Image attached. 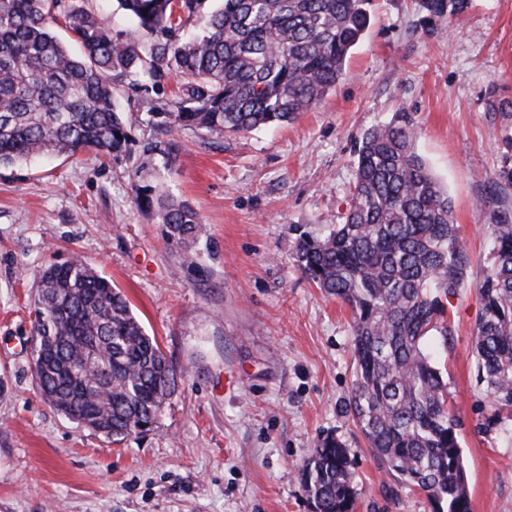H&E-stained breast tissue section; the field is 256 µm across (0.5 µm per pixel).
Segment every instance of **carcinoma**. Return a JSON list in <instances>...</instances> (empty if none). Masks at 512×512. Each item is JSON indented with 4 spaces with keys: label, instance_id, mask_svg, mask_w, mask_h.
<instances>
[{
    "label": "carcinoma",
    "instance_id": "obj_1",
    "mask_svg": "<svg viewBox=\"0 0 512 512\" xmlns=\"http://www.w3.org/2000/svg\"><path fill=\"white\" fill-rule=\"evenodd\" d=\"M60 2L0 0V167L48 152L121 151L127 134L112 79L164 65L184 80L181 106L169 113L175 126L222 138L293 121L336 86L371 24V0H223L201 35L144 48L80 8L63 12L64 38L53 27ZM203 3L119 0L138 27L160 32L181 28ZM427 7L451 21L464 0ZM417 137L411 112L362 134L344 222L323 238L300 234L294 262L351 311L346 408L380 468L422 493L432 512H471L460 423L426 344L430 336L448 344L449 298L468 285L471 260ZM500 149L502 166L484 177L496 204L493 247L471 336L493 410L487 431L512 421V133ZM159 218L181 247L201 234L184 202L160 201ZM33 314V374L54 410L114 442L153 430L182 374L111 281L79 259L51 264ZM298 477L310 512H356L353 458L335 434L318 439Z\"/></svg>",
    "mask_w": 512,
    "mask_h": 512
}]
</instances>
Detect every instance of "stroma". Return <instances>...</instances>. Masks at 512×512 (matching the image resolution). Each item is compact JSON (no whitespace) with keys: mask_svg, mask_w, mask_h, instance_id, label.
<instances>
[{"mask_svg":"<svg viewBox=\"0 0 512 512\" xmlns=\"http://www.w3.org/2000/svg\"><path fill=\"white\" fill-rule=\"evenodd\" d=\"M149 46L118 0H64ZM344 74L288 124L218 138L173 127L174 71L117 80L124 151L39 156L0 167V512H310L298 471L332 431L355 457L358 512H431L379 470L345 409L352 319L294 265L300 232L341 223L357 139L413 113L417 150L447 189L471 259L438 359L462 423L472 512H512V440L482 432L471 333L489 261L490 189L512 104V0H467L461 19L426 0H373ZM197 212L190 250L149 201ZM109 278L181 371L157 427L115 443L51 409L32 371L40 272L71 256Z\"/></svg>","mask_w":512,"mask_h":512,"instance_id":"35a3bbf8","label":"stroma"}]
</instances>
